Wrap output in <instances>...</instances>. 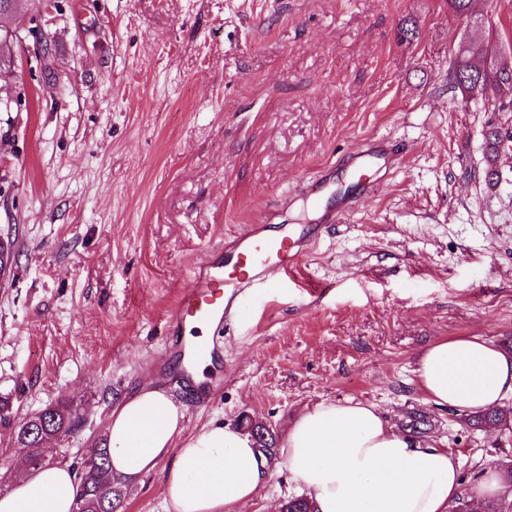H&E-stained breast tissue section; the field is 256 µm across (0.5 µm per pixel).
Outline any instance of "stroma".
Segmentation results:
<instances>
[{
    "instance_id": "1",
    "label": "stroma",
    "mask_w": 512,
    "mask_h": 512,
    "mask_svg": "<svg viewBox=\"0 0 512 512\" xmlns=\"http://www.w3.org/2000/svg\"><path fill=\"white\" fill-rule=\"evenodd\" d=\"M48 57L20 53L0 91V395L15 421L65 400L76 462L142 385L184 410V431L251 418L286 440L298 413L377 405L393 425L430 412V444L474 473L512 432L472 431L418 385L434 341L478 336L512 353V151L484 181V132L512 112L454 88L473 31L448 0H39ZM512 57V0H475ZM420 35L403 40L404 20ZM399 165L324 234L296 274L253 288L215 335L223 375L206 403L169 373L166 319L206 252L246 224L316 223L300 193L371 139ZM321 297L308 302L309 290ZM284 466L243 512L297 495ZM124 512H166L161 473Z\"/></svg>"
}]
</instances>
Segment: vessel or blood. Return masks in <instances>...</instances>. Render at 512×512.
Here are the masks:
<instances>
[{"instance_id":"b4317fda","label":"vessel or blood","mask_w":512,"mask_h":512,"mask_svg":"<svg viewBox=\"0 0 512 512\" xmlns=\"http://www.w3.org/2000/svg\"><path fill=\"white\" fill-rule=\"evenodd\" d=\"M357 161L352 165V178L358 192L373 190L377 182L371 179L366 158H383L387 170L398 166L385 142L374 141L354 149ZM352 211L344 206L329 213L325 224H312L294 234L270 235L262 225L253 224L225 240L219 255H207L197 268L190 284L183 290L176 306L167 317L168 349L177 360H195L205 356L209 348H188L183 332L188 324L224 328L242 312L244 296L256 284L271 275H291L302 263L316 242L324 225L342 223Z\"/></svg>"}]
</instances>
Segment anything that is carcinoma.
Returning a JSON list of instances; mask_svg holds the SVG:
<instances>
[{
    "mask_svg": "<svg viewBox=\"0 0 512 512\" xmlns=\"http://www.w3.org/2000/svg\"><path fill=\"white\" fill-rule=\"evenodd\" d=\"M486 53L483 42L475 44L473 50L454 60L453 67L462 71L478 68L481 58ZM15 52L5 34L0 33V73L12 70ZM498 85L497 73L491 71L483 75V83L479 86L468 82H455V88L464 94L475 91L482 93ZM486 167L485 184L492 188L498 184L497 161L500 154L498 131L489 128L485 131ZM46 423L34 434H28L22 428L14 430V443L27 449V466L31 469H42L55 464V458L66 452L64 448H55L52 442L57 441L75 430L78 412L68 402L58 401L43 409ZM459 422L469 428L479 430L487 426L504 429L512 428V406L506 404L479 412L461 414ZM432 428V420L424 412H412L403 429L421 436ZM76 471L81 481V493L77 500L75 512H117L125 499V484L112 473L110 450L103 442L100 447L88 449L77 461ZM281 509L285 512H316L314 502L306 496L291 497L283 502Z\"/></svg>",
    "mask_w": 512,
    "mask_h": 512,
    "instance_id": "1",
    "label": "carcinoma"
}]
</instances>
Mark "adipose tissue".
<instances>
[{
  "label": "adipose tissue",
  "mask_w": 512,
  "mask_h": 512,
  "mask_svg": "<svg viewBox=\"0 0 512 512\" xmlns=\"http://www.w3.org/2000/svg\"><path fill=\"white\" fill-rule=\"evenodd\" d=\"M421 390L434 404L478 411L512 395V355L486 341H436L419 360ZM184 414L161 388L122 399L106 426L112 472L127 488L163 468L168 512H230L270 475L247 434L210 423L185 434ZM292 481L319 512H450L461 493L446 449L396 429L375 405L322 403L303 410L279 450ZM80 480L66 463L27 471L0 496V512H74Z\"/></svg>",
  "instance_id": "1"
}]
</instances>
